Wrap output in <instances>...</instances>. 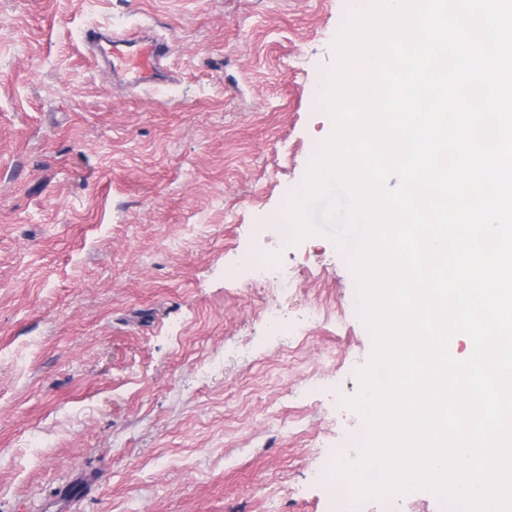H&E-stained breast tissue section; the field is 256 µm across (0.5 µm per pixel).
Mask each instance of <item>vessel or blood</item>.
Instances as JSON below:
<instances>
[{
    "label": "vessel or blood",
    "instance_id": "obj_1",
    "mask_svg": "<svg viewBox=\"0 0 512 512\" xmlns=\"http://www.w3.org/2000/svg\"><path fill=\"white\" fill-rule=\"evenodd\" d=\"M84 40L93 62L104 63L123 76L132 91L159 79L161 63L170 52L165 40L143 27L120 33L94 27L86 30Z\"/></svg>",
    "mask_w": 512,
    "mask_h": 512
}]
</instances>
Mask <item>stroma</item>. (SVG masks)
I'll return each instance as SVG.
<instances>
[{
  "label": "stroma",
  "instance_id": "stroma-1",
  "mask_svg": "<svg viewBox=\"0 0 512 512\" xmlns=\"http://www.w3.org/2000/svg\"><path fill=\"white\" fill-rule=\"evenodd\" d=\"M360 2L0 0V512H336L373 339L348 251L272 218ZM144 24L178 80L133 95L81 35Z\"/></svg>",
  "mask_w": 512,
  "mask_h": 512
}]
</instances>
